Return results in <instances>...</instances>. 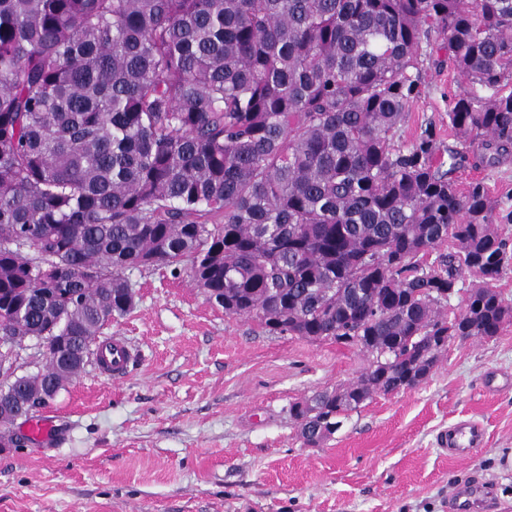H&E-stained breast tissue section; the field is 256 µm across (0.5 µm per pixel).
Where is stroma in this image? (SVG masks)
<instances>
[{"label": "stroma", "mask_w": 512, "mask_h": 512, "mask_svg": "<svg viewBox=\"0 0 512 512\" xmlns=\"http://www.w3.org/2000/svg\"><path fill=\"white\" fill-rule=\"evenodd\" d=\"M468 86L426 64L401 141L431 122L461 149L448 104ZM454 177L512 210V161ZM125 275L136 304L102 335L125 337L137 360L116 381L88 363L38 411L47 436L16 424L22 443L0 451V512H449L451 488L471 476L512 512V323L452 340L425 382L374 395L310 447L290 405L355 382L366 353L268 335L164 266ZM461 418L484 426L487 445L451 460L436 436Z\"/></svg>", "instance_id": "35a3bbf8"}]
</instances>
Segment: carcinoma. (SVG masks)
<instances>
[{
	"mask_svg": "<svg viewBox=\"0 0 512 512\" xmlns=\"http://www.w3.org/2000/svg\"><path fill=\"white\" fill-rule=\"evenodd\" d=\"M427 58L470 84L466 153L431 123L396 140ZM511 157L512 0H0V332L46 356L0 395L47 406L133 308L125 271L164 265L272 335L366 352L301 434L338 428L464 336L430 290L470 273L477 329L512 322V211L453 179Z\"/></svg>",
	"mask_w": 512,
	"mask_h": 512,
	"instance_id": "cac0c4a2",
	"label": "carcinoma"
}]
</instances>
